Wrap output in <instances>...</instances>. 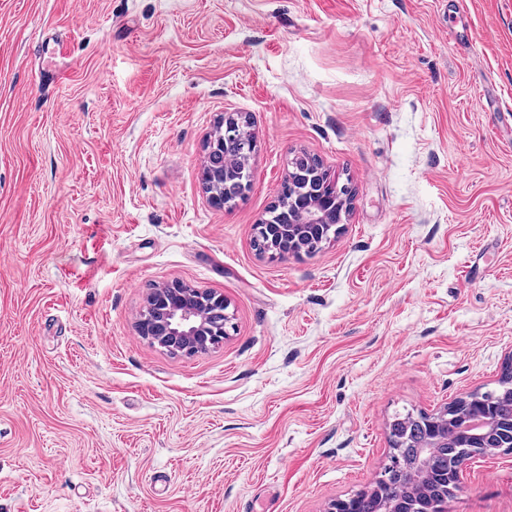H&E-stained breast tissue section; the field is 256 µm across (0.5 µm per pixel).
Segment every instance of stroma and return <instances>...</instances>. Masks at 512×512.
I'll return each mask as SVG.
<instances>
[{
    "instance_id": "1",
    "label": "stroma",
    "mask_w": 512,
    "mask_h": 512,
    "mask_svg": "<svg viewBox=\"0 0 512 512\" xmlns=\"http://www.w3.org/2000/svg\"><path fill=\"white\" fill-rule=\"evenodd\" d=\"M252 187L210 201L225 113ZM338 236L254 249L294 158ZM223 342L139 336L152 288ZM512 354V0H0V512H325ZM447 512H512V452ZM247 125L243 124L238 117H234V114H230L225 117L224 122L217 130L214 132L211 140L209 142L210 151H214L215 147L218 145L220 140L222 139L223 133L228 136H237L241 137L243 140L250 142L252 145V152L254 147V137L252 133L247 130ZM251 152V153H252ZM250 153V155H251ZM224 305V298L179 283L157 288L138 320L139 332L168 351L191 354L220 342L224 327L208 322L205 311ZM426 419L427 414H419L416 417L410 413L394 416L389 425L393 450L389 456V462L392 466L396 464V454H398L395 448H402L403 453L406 455H409L413 448H417L421 436L420 433L422 432V428L417 421L423 423Z\"/></svg>"
}]
</instances>
